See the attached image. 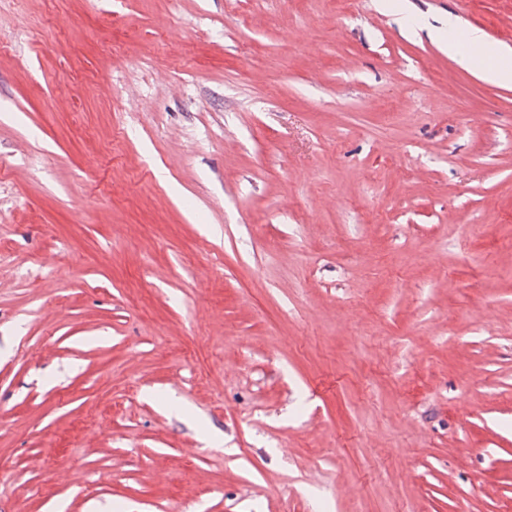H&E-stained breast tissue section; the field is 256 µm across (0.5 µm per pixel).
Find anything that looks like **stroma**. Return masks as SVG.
Wrapping results in <instances>:
<instances>
[{
  "instance_id": "1",
  "label": "stroma",
  "mask_w": 512,
  "mask_h": 512,
  "mask_svg": "<svg viewBox=\"0 0 512 512\" xmlns=\"http://www.w3.org/2000/svg\"><path fill=\"white\" fill-rule=\"evenodd\" d=\"M472 26L512 63V0H0V512H512Z\"/></svg>"
}]
</instances>
